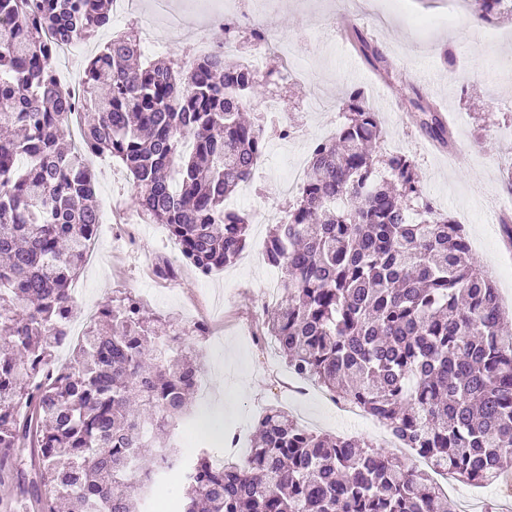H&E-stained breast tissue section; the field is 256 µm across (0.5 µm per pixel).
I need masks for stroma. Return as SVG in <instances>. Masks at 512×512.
I'll use <instances>...</instances> for the list:
<instances>
[{
	"instance_id": "obj_1",
	"label": "stroma",
	"mask_w": 512,
	"mask_h": 512,
	"mask_svg": "<svg viewBox=\"0 0 512 512\" xmlns=\"http://www.w3.org/2000/svg\"><path fill=\"white\" fill-rule=\"evenodd\" d=\"M348 11L358 16L359 31L383 51L381 71H374L358 51L344 48L332 19ZM260 22L290 41L310 75L289 77L276 87L295 138L267 152L253 171L257 193L240 206L252 218L245 251L235 264L209 276L186 264L175 285H155L144 273L143 259L150 253L156 262H165L168 232L163 225L139 222L124 170L97 164L98 201L123 210L128 223L121 228L108 219L99 224L78 277L83 290L74 297L73 319L90 321L98 305L116 296L136 297L156 315L184 322L206 313L213 334L202 338L188 332L182 347L197 353L212 384L208 395L194 394L190 414L175 430L179 436L190 434L206 450L222 447L232 432L239 433L241 448H249L258 417L269 406L282 407L308 429L382 447L385 429L368 419L350 423L325 390L311 384L303 394L283 393L269 372L285 370L284 361L274 348L253 343L242 329L272 272L263 256L270 227L261 217L285 201L282 178L272 170L308 158L311 144L342 122L340 98L363 90L382 118L385 151L415 157L428 199L465 224L475 265L489 271L512 264V250L498 225L486 221L487 211L505 208L512 195L504 183L512 169V79L495 66L496 59L512 57V22L475 21L465 0H280ZM447 47L458 58L454 77L442 60ZM419 92L447 114L452 150L435 147L411 122Z\"/></svg>"
}]
</instances>
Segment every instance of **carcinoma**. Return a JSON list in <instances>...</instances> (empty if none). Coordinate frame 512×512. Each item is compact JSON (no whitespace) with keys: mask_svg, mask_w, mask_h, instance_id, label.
I'll list each match as a JSON object with an SVG mask.
<instances>
[{"mask_svg":"<svg viewBox=\"0 0 512 512\" xmlns=\"http://www.w3.org/2000/svg\"><path fill=\"white\" fill-rule=\"evenodd\" d=\"M471 2L480 21L512 18V0ZM109 24L106 0H0V127L21 133L0 138V485L15 491L0 512H56L61 500L70 512H137L150 498L137 472L176 452L172 429L196 391L197 355L164 350L179 319L161 330L131 297L102 305L68 366L54 367L100 224L86 155L131 173L140 213L202 275L248 244L249 216L227 201L266 132L241 118L258 93L242 58L144 60L137 35H119L83 68L85 152L63 146L71 105L44 33L81 43ZM355 38L381 68L378 47ZM417 98L424 135L450 146L437 105ZM342 111L267 237L265 261L284 278L263 334L289 371L380 421L430 472L270 407L241 463L218 470L203 450L182 465L180 512H448L433 473L487 486L512 471V333L499 289L468 261L466 228L426 198L415 158L377 152L382 123L364 91Z\"/></svg>","mask_w":512,"mask_h":512,"instance_id":"1","label":"carcinoma"}]
</instances>
